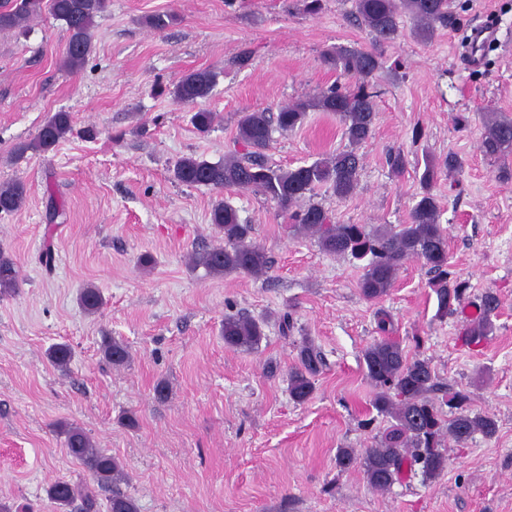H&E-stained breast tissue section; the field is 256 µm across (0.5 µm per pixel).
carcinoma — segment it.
<instances>
[{
	"instance_id": "cac0c4a2",
	"label": "carcinoma",
	"mask_w": 512,
	"mask_h": 512,
	"mask_svg": "<svg viewBox=\"0 0 512 512\" xmlns=\"http://www.w3.org/2000/svg\"><path fill=\"white\" fill-rule=\"evenodd\" d=\"M109 0H0V30L22 28L42 9L63 22L69 39L65 64L74 71L82 68L92 51L95 18L104 13ZM356 22L372 36L378 46L394 42L400 35V17L407 14L414 22L412 34L423 41L433 37L436 25L452 19V0H353ZM324 62L346 75L358 78L354 87L334 84L322 87L311 97L279 108L271 117L264 110L241 113L237 122L235 151L224 159L211 162L202 156L179 159L173 168L175 182L187 186H208L222 191L226 187L251 189L277 202L289 214L297 232L317 237L323 251L348 255L359 262L362 275L359 288L364 298L377 300L393 287L397 270L407 260H417L432 273L429 287L437 301V315L457 313L465 302L469 286L450 270L448 236L440 224V207L432 192L440 173L457 170L460 162L453 156L443 162L427 159L420 176L423 192L416 197L409 221L385 224L369 229L364 224H337L322 206L305 203L314 190L328 185L339 199L351 196L358 187L361 158L356 148L372 135L377 103L371 80L383 69L382 55L375 49L340 46L324 55ZM217 73L203 69L192 71L176 84L174 100L197 107L191 123L200 134L212 128L215 115L200 106L216 85ZM310 110L331 112L343 124L348 147L335 155L310 164L282 168L270 163L266 149L272 129L292 131L302 124ZM69 112H56L42 125L36 139L21 142L14 154L54 150L72 132ZM482 148L485 155L496 157L512 151V119L493 116L484 122ZM28 196L21 180L0 183V213H17ZM211 223L223 234L224 244L193 254L192 268L202 267L211 276L244 273L263 277L271 268L265 247L254 237V227L241 220L238 210L219 200L211 210ZM19 274L14 260L0 251V293L18 286ZM79 301L93 314L104 304L101 291L86 287ZM498 309L497 297L488 292L482 299L480 313L465 325L471 344H479L492 334V316ZM224 345L235 350L259 348L265 336L264 323L245 314L224 317ZM104 357L115 366L130 358L129 346L122 340L103 337ZM72 357L69 345L59 343L49 349V358L57 366L67 365ZM366 376L376 389L372 407L392 420L375 444L361 454L341 448L336 467L341 471L359 468L368 485L385 491L399 482L405 467L418 465L428 480L438 478L448 468V455L442 451L450 439L462 447L481 434L492 438L497 433L496 419L468 407L469 397L438 380L430 361L409 357L397 341L381 338L362 352ZM323 365L321 351L309 339L298 346L297 360L289 372V393L295 402H307L314 392L313 378ZM456 409L445 415L442 406ZM69 454L91 473L96 488L67 480L55 482L48 490L51 503L65 509L80 501V512H100L98 497L106 500L107 512H138L135 499L119 488L126 474L120 463L106 451L94 447L90 436L79 426L63 429Z\"/></svg>"
}]
</instances>
